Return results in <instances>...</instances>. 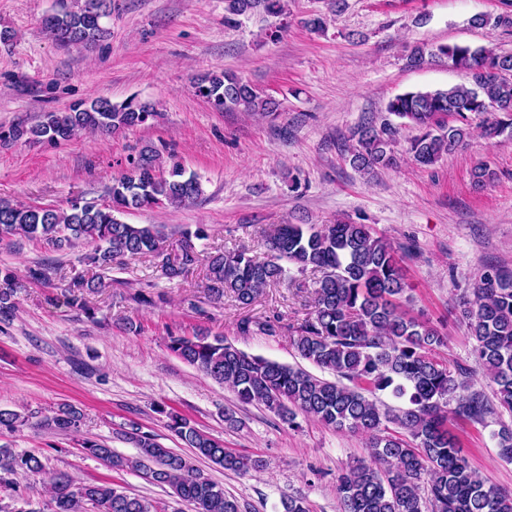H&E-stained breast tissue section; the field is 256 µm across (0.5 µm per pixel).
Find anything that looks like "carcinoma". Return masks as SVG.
I'll list each match as a JSON object with an SVG mask.
<instances>
[{"label": "carcinoma", "instance_id": "1", "mask_svg": "<svg viewBox=\"0 0 512 512\" xmlns=\"http://www.w3.org/2000/svg\"><path fill=\"white\" fill-rule=\"evenodd\" d=\"M287 0H224V25L238 18L279 17ZM112 15V0H74L43 19V32L61 46H86L104 33L102 19ZM407 64L450 63L471 78L470 84L447 89L414 90L389 100L386 112L399 124L381 128L358 126L346 148L350 164L365 175L397 165L393 146L399 127L418 131L407 153L413 161L432 166L460 147L470 135L468 114L485 115L482 136L489 142L512 136V54L488 47L416 46ZM195 93L216 112L277 110L274 99L234 73L222 69L202 76ZM457 116V124L445 121ZM155 108L131 96L122 102L94 98L70 104L63 111L45 112L33 123L19 122L0 129V144L47 142L64 144L83 131L102 135L140 127L155 120ZM203 190L198 177L186 174L177 162L166 163L162 153L145 145L128 155L125 170L108 188L110 203L74 199L65 209L43 208L0 199V243L27 238L60 249L67 245L94 247L93 261L106 268L130 256L162 257L168 279L183 277L200 261L194 241L209 236L205 224L178 229L180 253L162 255L167 237L164 224H127L116 214L144 208L192 206ZM267 253L258 258L244 249L217 251L206 257L210 298L231 294L250 307L265 288L285 280L287 265L301 274L316 275L313 310L293 337L298 355L336 376L329 381L291 366L239 349L233 342L207 335L172 336L169 350L186 363L229 387L241 404H256L273 412L288 427L303 415L336 428L369 437L371 463L347 466L336 478L339 512H512V493H505L476 470L462 454L454 421L483 424L505 413L512 416V269L489 265L479 276L474 300L463 310L475 357L492 385V396L473 387L470 370L450 366L432 354L444 343L436 324L407 307V282L402 249L376 236L367 224H278L266 235ZM99 278H79L71 303L87 310L83 301ZM17 282L0 269V322L9 323ZM242 336H274L278 321L242 317ZM402 401L394 407L380 394ZM169 427L193 449L183 456L164 447L153 434L132 424L124 432L138 448L127 457L85 439L84 452L106 467L130 469L150 483L166 485L176 501L190 512H241L238 500L223 486L201 474L195 461L206 459L226 471L246 474L264 466L263 460L233 452L190 425L174 412ZM82 414L61 404L50 416L0 410V428L36 425L77 433ZM498 456L512 462V430L498 433ZM44 464L35 453L15 454L0 446V486L16 490L11 477L41 474ZM53 512H157L139 496L106 482L76 483L65 474L51 478Z\"/></svg>", "mask_w": 512, "mask_h": 512}]
</instances>
